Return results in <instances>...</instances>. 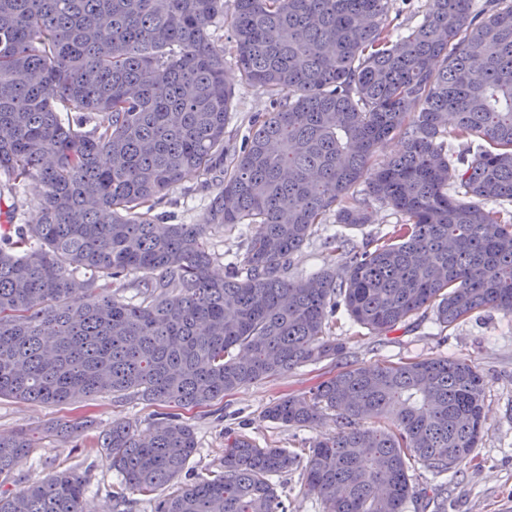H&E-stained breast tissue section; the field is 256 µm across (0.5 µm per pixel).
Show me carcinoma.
Segmentation results:
<instances>
[{"instance_id":"1","label":"carcinoma","mask_w":512,"mask_h":512,"mask_svg":"<svg viewBox=\"0 0 512 512\" xmlns=\"http://www.w3.org/2000/svg\"><path fill=\"white\" fill-rule=\"evenodd\" d=\"M391 0H0V175L32 182L38 211L14 223L0 197V396L70 405L133 394L181 409L326 359L342 306L383 335L419 312L443 328L479 310L512 315V0H426L398 36ZM240 80L270 109L210 201L211 223L152 211L189 171L224 163ZM405 150L371 171L388 138ZM365 188H360V185ZM401 216L339 265L290 280L293 255L329 215L356 227L373 204ZM250 226L224 279L210 275L213 227ZM138 289L139 301L120 292ZM484 378L430 358L345 367L265 416L337 431L308 441L304 491L323 512H406L411 472L456 473L474 460ZM89 416L47 432L79 437ZM124 490L112 512H287L272 477L286 448L224 437L222 471L166 493L197 449L164 413L143 437L114 421L98 436ZM0 434V483L28 455ZM0 512H89L84 478L56 470L0 490Z\"/></svg>"}]
</instances>
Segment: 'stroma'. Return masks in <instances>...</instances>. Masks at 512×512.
<instances>
[{
    "instance_id": "obj_1",
    "label": "stroma",
    "mask_w": 512,
    "mask_h": 512,
    "mask_svg": "<svg viewBox=\"0 0 512 512\" xmlns=\"http://www.w3.org/2000/svg\"><path fill=\"white\" fill-rule=\"evenodd\" d=\"M224 63L227 77L235 86V107L225 127V139L237 147L248 132L250 119L266 111L270 99L262 88L240 81L232 48H225ZM216 190L212 176L189 173L156 205L155 212L167 224L208 223V204ZM397 221L392 209L378 205L371 223L359 227L341 228L331 222L316 225L310 239L292 257L289 278L303 279L323 269L331 257L327 241L336 232H343L351 245L359 248L385 234ZM336 319L334 336L346 346L344 362L308 364L244 386L209 406L183 411L184 421L194 430L198 452L189 460L181 484L219 472L224 434L228 431L245 433L263 448L296 451L307 447L315 430L281 426L266 419L264 412L286 395L308 391L343 365L368 367L448 357L467 361L483 375L486 419L474 464L449 474L439 507H427L425 512H512V316L480 311L448 328L435 324L431 317H416L380 336L354 325L345 309L337 310ZM161 411L160 405L134 395L102 394L63 406L1 397L0 433L22 428L33 440L31 453L15 465L8 489L36 484L55 469L71 467L87 483L92 512H112V492L120 477L101 453L96 432L63 441L46 437L42 429L56 419L87 414L94 416L99 425L120 420L145 434Z\"/></svg>"
}]
</instances>
